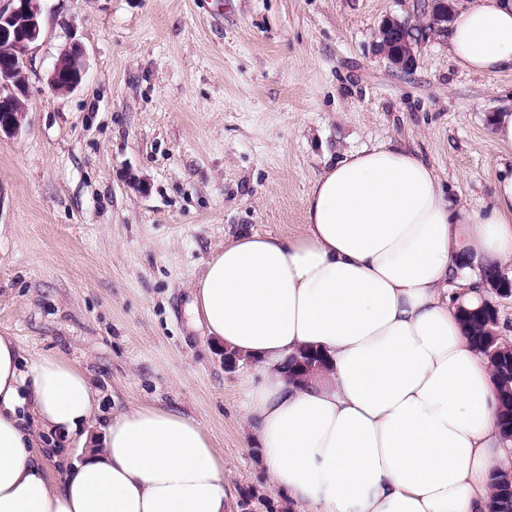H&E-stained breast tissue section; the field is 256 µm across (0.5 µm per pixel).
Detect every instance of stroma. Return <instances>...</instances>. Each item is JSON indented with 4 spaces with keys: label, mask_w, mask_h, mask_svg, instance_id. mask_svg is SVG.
<instances>
[{
    "label": "stroma",
    "mask_w": 512,
    "mask_h": 512,
    "mask_svg": "<svg viewBox=\"0 0 512 512\" xmlns=\"http://www.w3.org/2000/svg\"><path fill=\"white\" fill-rule=\"evenodd\" d=\"M422 0H41L28 113L0 137V334L86 373L99 416L178 409L224 452L238 499L292 512L246 447V366L188 315L211 253L245 231L298 236L316 176L390 139L480 209L507 151L489 134L512 76L463 70L446 43L410 72L376 48ZM78 43L86 73L48 77ZM84 73L83 51L72 45L62 50L48 81L55 92L68 93L82 82Z\"/></svg>",
    "instance_id": "obj_1"
}]
</instances>
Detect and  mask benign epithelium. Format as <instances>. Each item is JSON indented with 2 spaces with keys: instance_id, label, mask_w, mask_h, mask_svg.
Here are the masks:
<instances>
[{
  "instance_id": "obj_1",
  "label": "benign epithelium",
  "mask_w": 512,
  "mask_h": 512,
  "mask_svg": "<svg viewBox=\"0 0 512 512\" xmlns=\"http://www.w3.org/2000/svg\"><path fill=\"white\" fill-rule=\"evenodd\" d=\"M451 0H424L423 12L415 22L387 19L378 30L376 47L390 63L402 71L416 62L415 48L425 38L448 40ZM40 0H6L0 5V135H15L27 116L26 59L30 45L40 35ZM85 73L83 51L77 46L60 53L49 76L57 93H68Z\"/></svg>"
}]
</instances>
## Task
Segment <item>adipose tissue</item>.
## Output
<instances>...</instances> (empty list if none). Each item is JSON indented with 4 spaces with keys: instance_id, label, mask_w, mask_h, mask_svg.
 <instances>
[{
    "instance_id": "ef3b65f1",
    "label": "adipose tissue",
    "mask_w": 512,
    "mask_h": 512,
    "mask_svg": "<svg viewBox=\"0 0 512 512\" xmlns=\"http://www.w3.org/2000/svg\"><path fill=\"white\" fill-rule=\"evenodd\" d=\"M448 48L464 69L512 74V0H458ZM512 266V174L484 211L453 206L432 166L391 140L314 180L298 236L239 234L215 250L190 313L244 378L249 447L297 512H490L503 466L499 388L458 307L470 268ZM324 368L290 380L289 356ZM85 372L22 358L0 336V512H229L224 453L192 417L150 404L107 421L50 478L43 432L94 420Z\"/></svg>"
}]
</instances>
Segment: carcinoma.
Wrapping results in <instances>:
<instances>
[{"instance_id":"obj_1","label":"carcinoma","mask_w":512,"mask_h":512,"mask_svg":"<svg viewBox=\"0 0 512 512\" xmlns=\"http://www.w3.org/2000/svg\"><path fill=\"white\" fill-rule=\"evenodd\" d=\"M461 317L468 328V334L491 360L501 390L499 427L501 436L505 439L512 434V349L501 345L496 336L498 310L494 305L485 302L477 310H462ZM324 362L325 358L320 352L304 351L289 359V376L292 380L301 382L314 370L324 366ZM491 507L492 512H512V482L503 473L493 478Z\"/></svg>"}]
</instances>
